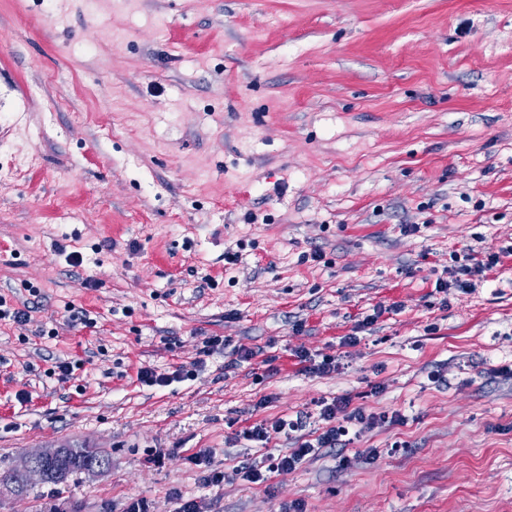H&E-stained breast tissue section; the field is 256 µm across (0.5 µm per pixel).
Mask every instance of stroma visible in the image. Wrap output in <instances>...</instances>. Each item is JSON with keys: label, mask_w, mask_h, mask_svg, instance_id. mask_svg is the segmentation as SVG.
Returning a JSON list of instances; mask_svg holds the SVG:
<instances>
[{"label": "stroma", "mask_w": 512, "mask_h": 512, "mask_svg": "<svg viewBox=\"0 0 512 512\" xmlns=\"http://www.w3.org/2000/svg\"><path fill=\"white\" fill-rule=\"evenodd\" d=\"M3 113L0 474L112 466L0 512H512V0H0ZM470 250L500 262L437 291ZM338 396L405 421L236 478L296 445L240 432ZM185 371V372H184ZM192 371L195 370H185L183 367L174 370L170 374L158 373L155 369L150 367H143L137 373V380L148 386H167L171 382L176 381L177 379H181L184 377L191 376ZM64 454V447L39 448L25 453L13 467V471L20 481L28 486L36 483L48 484L63 483L70 475L82 473L78 462L69 461L64 464V473L49 477L48 464ZM49 477V478H48Z\"/></svg>", "instance_id": "obj_1"}]
</instances>
